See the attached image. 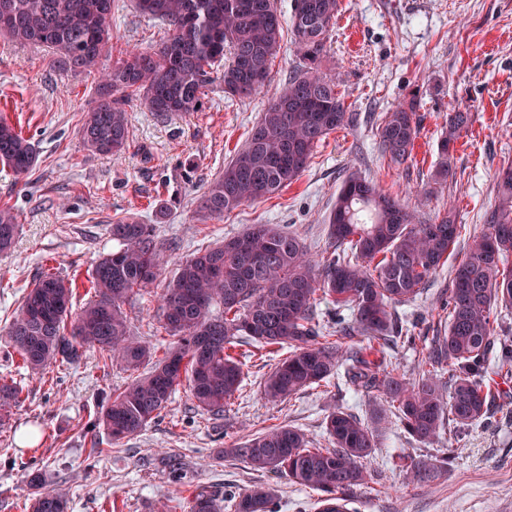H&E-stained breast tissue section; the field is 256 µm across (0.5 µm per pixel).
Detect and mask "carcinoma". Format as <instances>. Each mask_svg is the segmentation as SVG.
<instances>
[{
    "mask_svg": "<svg viewBox=\"0 0 512 512\" xmlns=\"http://www.w3.org/2000/svg\"><path fill=\"white\" fill-rule=\"evenodd\" d=\"M114 6L115 0H0V16L9 19L0 34L47 48L59 66L100 79V100L86 113L81 138L89 152L116 159L129 148L126 106L134 98L162 118L200 111L213 85L229 97L250 98L268 82L283 33L291 34L299 64L245 145L199 198L204 218L275 196L300 178L327 135L354 121L336 79L322 71L339 0H292L286 21L275 0H137L139 11L172 28V35L153 51L127 52L107 70L101 60L112 39ZM471 123L467 109L448 113L435 181L453 176L451 149ZM418 134L414 96L385 113L377 129L382 154L398 166L411 158ZM36 160L34 145L1 118L0 162L25 177ZM327 223L328 249L318 261L279 225L252 224L222 245L178 262L161 294L164 329L177 341L103 407L101 421L113 439L138 433L157 419L183 378L197 408L223 415L244 378L243 363L231 353L240 342L287 351L261 386L269 403L289 401L340 375L383 401L367 421L331 410L330 448H314L302 430L282 425L220 450L255 470L322 492L319 512H347L353 494L367 484L365 460L389 416L423 444L438 439L449 422L476 426L488 420L489 363L512 366V343L497 341L494 328L497 311L512 307V162L498 171L483 229L453 269L444 330L430 339L412 379L386 363V348L416 341L396 309L414 302L448 260L459 225L449 211L431 222L420 220L407 201L358 173L343 181ZM18 234L16 214L1 205L0 253L11 251ZM111 234L119 248L98 260L94 299L76 316H71V283L54 273L43 274L23 297L8 336L31 372L58 361L77 363L85 347L131 371L152 359L150 344L130 337L123 305L133 289L157 279L164 243L151 225L134 217L117 220ZM320 296L334 310L322 327L314 321ZM445 370L451 373L448 387ZM19 394L16 385L0 382V421ZM409 469L417 482L438 472L428 459L411 461ZM30 487L29 512H66L65 494L35 477ZM275 507L270 486L226 492L221 499L218 491L200 485L190 512H276Z\"/></svg>",
    "mask_w": 512,
    "mask_h": 512,
    "instance_id": "obj_1",
    "label": "carcinoma"
}]
</instances>
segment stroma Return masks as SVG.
I'll use <instances>...</instances> for the list:
<instances>
[{
    "label": "stroma",
    "instance_id": "35a3bbf8",
    "mask_svg": "<svg viewBox=\"0 0 512 512\" xmlns=\"http://www.w3.org/2000/svg\"><path fill=\"white\" fill-rule=\"evenodd\" d=\"M167 27L142 16L136 0H117L107 63L127 49L150 50ZM298 64L284 37L272 80L252 98L225 97L211 88L200 112L160 119L134 100L128 108L130 148L121 159L89 153L80 129L98 95L93 77L62 71L41 47L0 37V117L31 139L37 152L29 177L0 166V204L20 224L12 250L0 254V379L17 383L20 402L0 423V512H27L30 474L70 501L69 512H162L169 499L189 506L197 485L241 492L277 488L279 512H318L319 491L219 457L273 425L305 432L329 447L324 419L331 407L369 416L374 395L335 384L307 388L273 405L260 384L279 357L275 347L241 343L243 390L223 417L213 418L178 385L159 419L113 441L100 424L103 405L133 375L119 361L86 349L79 363L31 374L7 338L23 296L43 272L74 283L73 312L94 297L92 272L100 256L117 249L110 228L126 216L152 225L166 263L153 284L135 289L124 305L132 337L155 348L161 338L159 297L176 264L252 224H277L313 255L328 241L326 218L345 177L357 171L388 192L410 195L420 218L453 210L463 230L445 264L413 306L398 307L417 336H432L452 268L466 254L495 197V175L512 158V0H340L327 36L322 70L334 77L353 125L330 133L302 176L279 195L205 218L197 201L245 144L252 127ZM417 96L420 133L412 157L390 164L378 148L386 112ZM470 108L469 129L452 150L454 176L436 183L438 144L449 112ZM488 424L447 425L439 442L424 445L391 420L367 462L370 480L348 502L349 512H512V370L491 382ZM102 449L93 457V449ZM454 459L434 480L414 482L409 458ZM179 454L171 474L164 458Z\"/></svg>",
    "mask_w": 512,
    "mask_h": 512
}]
</instances>
